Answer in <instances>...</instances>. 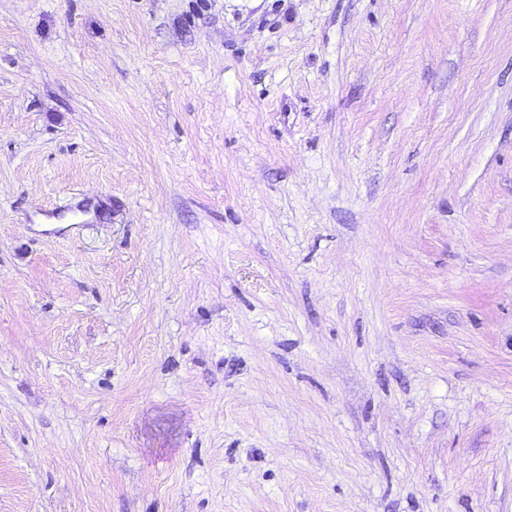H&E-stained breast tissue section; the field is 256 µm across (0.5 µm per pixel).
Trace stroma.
Instances as JSON below:
<instances>
[{"label": "stroma", "instance_id": "obj_1", "mask_svg": "<svg viewBox=\"0 0 512 512\" xmlns=\"http://www.w3.org/2000/svg\"><path fill=\"white\" fill-rule=\"evenodd\" d=\"M0 512H512V0H0Z\"/></svg>", "mask_w": 512, "mask_h": 512}]
</instances>
